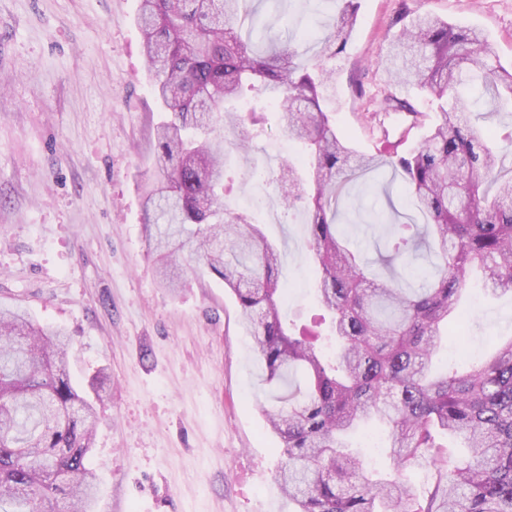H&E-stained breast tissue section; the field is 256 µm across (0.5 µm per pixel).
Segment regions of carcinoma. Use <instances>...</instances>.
Segmentation results:
<instances>
[{
  "mask_svg": "<svg viewBox=\"0 0 512 512\" xmlns=\"http://www.w3.org/2000/svg\"><path fill=\"white\" fill-rule=\"evenodd\" d=\"M256 0H140L154 94L165 117L145 190L144 224L168 267L188 253L224 281L265 367V381L287 390L263 408L283 444L275 481L296 512H512V339L468 371L432 372L471 273L493 295L512 294V130L487 136L471 122L462 87L512 103V69L489 60L481 32L426 14L390 43L393 82L437 104L419 146L353 149L322 107L334 86L332 62L357 22L358 0H342L329 29H307L320 45L303 64L290 40H275L256 16ZM269 103L276 126L304 147L297 160L268 171L280 206L308 215L309 246L322 313L314 327L281 313L280 252L259 223L225 201L232 150L254 147L264 117L244 127L230 103L246 94ZM407 109L388 95L383 110ZM238 133L224 140V130ZM391 169L413 192L427 223L385 224L372 261L337 229L338 197L360 175ZM437 263L417 287L403 273L421 251ZM384 272L377 273L374 265ZM70 338L0 307V512H92L95 473L88 464L97 416L67 372ZM385 433L393 473L376 476L345 450L356 430ZM460 438L467 458L451 460L443 437ZM426 471L416 493L408 472Z\"/></svg>",
  "mask_w": 512,
  "mask_h": 512,
  "instance_id": "1",
  "label": "carcinoma"
}]
</instances>
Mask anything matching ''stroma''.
<instances>
[{
  "instance_id": "stroma-1",
  "label": "stroma",
  "mask_w": 512,
  "mask_h": 512,
  "mask_svg": "<svg viewBox=\"0 0 512 512\" xmlns=\"http://www.w3.org/2000/svg\"><path fill=\"white\" fill-rule=\"evenodd\" d=\"M137 11L138 0H0V305L65 331L73 382L104 395L89 459L95 512H295L274 483L281 442L260 411L273 389L235 295L188 259L177 262L178 292L157 277L142 190L162 114ZM336 11L330 0H289L278 30L322 31ZM426 11L482 29L492 60L512 67V0H359L328 103L359 151L375 150L384 126L408 149L429 132L403 113L372 118L385 96L407 95L380 61L396 18ZM297 152L275 129L226 162L230 206L267 203L258 220L281 248L293 319L319 310L306 216L285 214L277 184L251 172ZM381 196L367 175L338 204L341 232L371 258ZM458 326L472 355L489 351L492 337H512V296L490 297L471 277Z\"/></svg>"
}]
</instances>
